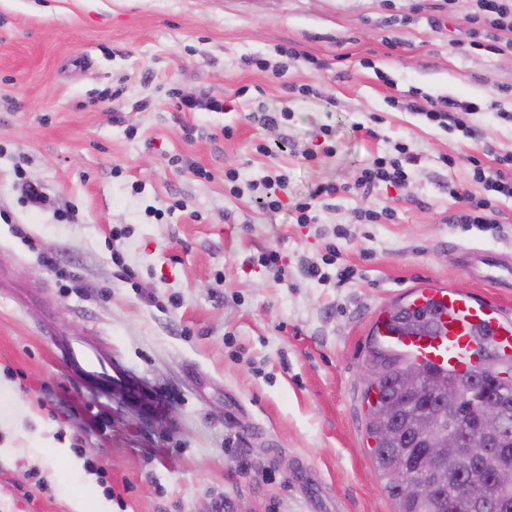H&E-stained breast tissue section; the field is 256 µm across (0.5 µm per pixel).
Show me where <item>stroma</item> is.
Listing matches in <instances>:
<instances>
[{"mask_svg":"<svg viewBox=\"0 0 512 512\" xmlns=\"http://www.w3.org/2000/svg\"><path fill=\"white\" fill-rule=\"evenodd\" d=\"M475 9L0 0V384L29 411L0 429V512H73L78 495L109 512H394L365 436L375 315L427 285L512 315V285L459 258L512 254V200L494 230L447 221L450 187H473L468 157L491 167L512 153V56L458 46ZM305 84L323 96L287 91ZM244 85L234 111L178 109L179 97ZM416 94L479 110L444 129L409 109ZM260 105L289 118L264 127L251 118ZM398 142L418 158L406 188L342 195L318 223L296 222L315 188L353 181ZM230 167L243 185L286 171L284 207L231 196ZM25 181L39 202L23 198ZM362 207L395 218L361 224ZM332 243L353 278L310 279ZM116 250L134 282L113 265ZM269 250L278 268L259 265ZM69 337L110 349L122 381L78 380L55 348Z\"/></svg>","mask_w":512,"mask_h":512,"instance_id":"35a3bbf8","label":"stroma"}]
</instances>
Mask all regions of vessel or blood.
I'll return each mask as SVG.
<instances>
[{
  "mask_svg": "<svg viewBox=\"0 0 512 512\" xmlns=\"http://www.w3.org/2000/svg\"><path fill=\"white\" fill-rule=\"evenodd\" d=\"M411 307L430 312L431 330L397 331L386 314L376 320L380 339L409 359L461 375L481 366L483 346H493L502 358H512V317L494 301L449 287L422 288ZM57 349L68 368L85 380L111 384V355L79 338L59 341Z\"/></svg>",
  "mask_w": 512,
  "mask_h": 512,
  "instance_id": "1",
  "label": "vessel or blood"
}]
</instances>
